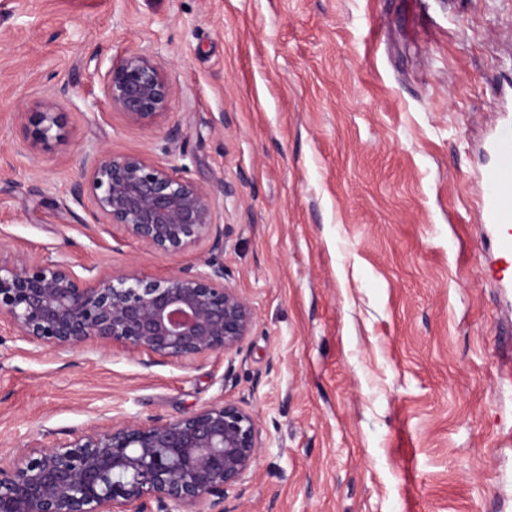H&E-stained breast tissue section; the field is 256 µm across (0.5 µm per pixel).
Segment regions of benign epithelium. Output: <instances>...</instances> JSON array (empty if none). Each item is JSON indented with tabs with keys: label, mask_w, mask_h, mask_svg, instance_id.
I'll use <instances>...</instances> for the list:
<instances>
[{
	"label": "benign epithelium",
	"mask_w": 512,
	"mask_h": 512,
	"mask_svg": "<svg viewBox=\"0 0 512 512\" xmlns=\"http://www.w3.org/2000/svg\"><path fill=\"white\" fill-rule=\"evenodd\" d=\"M94 72L107 105L129 123L150 126L165 115L174 87L151 56L129 52ZM62 128L61 113H36L32 145H49ZM71 195L91 200L81 223L119 232L118 243L169 256L205 243L208 257L164 278L134 262L106 275L86 267L81 276L63 257L0 251V331L38 352L119 346L145 366L238 349L254 313L227 281L210 188L175 166L101 150L82 158ZM258 453L255 419L235 402L166 422L108 418L66 441L0 448V512H224L227 489Z\"/></svg>",
	"instance_id": "7a95c632"
}]
</instances>
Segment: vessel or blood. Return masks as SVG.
Instances as JSON below:
<instances>
[{
    "label": "vessel or blood",
    "mask_w": 512,
    "mask_h": 512,
    "mask_svg": "<svg viewBox=\"0 0 512 512\" xmlns=\"http://www.w3.org/2000/svg\"><path fill=\"white\" fill-rule=\"evenodd\" d=\"M496 162L482 177L480 221L497 228V251L512 255V121H503L492 142Z\"/></svg>",
    "instance_id": "obj_1"
}]
</instances>
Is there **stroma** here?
<instances>
[{"label": "stroma", "mask_w": 512, "mask_h": 512, "mask_svg": "<svg viewBox=\"0 0 512 512\" xmlns=\"http://www.w3.org/2000/svg\"><path fill=\"white\" fill-rule=\"evenodd\" d=\"M129 51L175 88L150 127L93 74ZM47 108L62 137L32 146ZM505 112L512 0H0V243L201 262L80 224L81 157L144 155L213 190L254 312L239 349L186 366L1 332L0 448L225 400L260 443L226 512H512V257L478 209Z\"/></svg>", "instance_id": "35a3bbf8"}]
</instances>
